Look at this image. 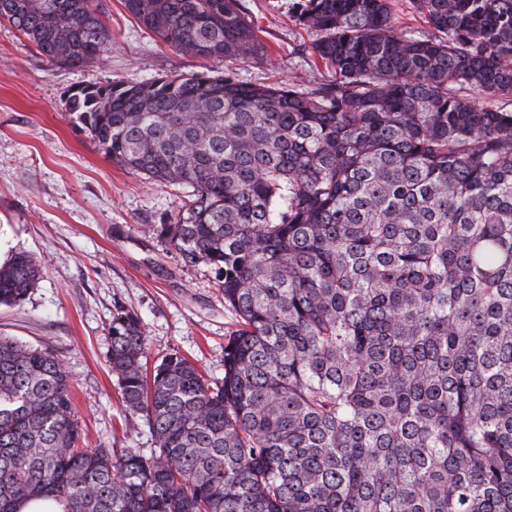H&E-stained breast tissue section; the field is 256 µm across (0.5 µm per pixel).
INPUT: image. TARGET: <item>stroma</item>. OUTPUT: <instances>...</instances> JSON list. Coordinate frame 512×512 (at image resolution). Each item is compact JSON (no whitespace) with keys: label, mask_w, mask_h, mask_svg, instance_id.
I'll return each instance as SVG.
<instances>
[{"label":"stroma","mask_w":512,"mask_h":512,"mask_svg":"<svg viewBox=\"0 0 512 512\" xmlns=\"http://www.w3.org/2000/svg\"><path fill=\"white\" fill-rule=\"evenodd\" d=\"M260 29L263 59L235 66L243 82H327L315 63L317 35L296 20L298 0H243ZM112 50L105 62L49 63L9 23H0V247L26 251L43 275L26 298L0 306V336L47 347L72 387V416L90 448L150 454L145 424H129L109 369L117 308L146 332L145 361L177 352L205 377H224V344L235 315L210 266H188L156 232L175 223L184 188L147 182L106 157L65 110L70 89L137 83L204 70L205 62L147 34L121 0H105Z\"/></svg>","instance_id":"stroma-1"}]
</instances>
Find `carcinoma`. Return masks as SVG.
<instances>
[{"label": "carcinoma", "instance_id": "1", "mask_svg": "<svg viewBox=\"0 0 512 512\" xmlns=\"http://www.w3.org/2000/svg\"><path fill=\"white\" fill-rule=\"evenodd\" d=\"M304 0L313 89L247 84L265 48L242 0H123L169 46L224 64L72 90L105 155L188 189L156 228L214 270L237 329L224 379L144 369L112 317L128 420L157 448H80L62 360L0 336V512H512V0ZM52 64L112 50L102 0H0ZM42 274L16 253L0 306ZM395 29L398 32H427L429 30L426 24L412 10L409 0H395Z\"/></svg>", "mask_w": 512, "mask_h": 512}]
</instances>
